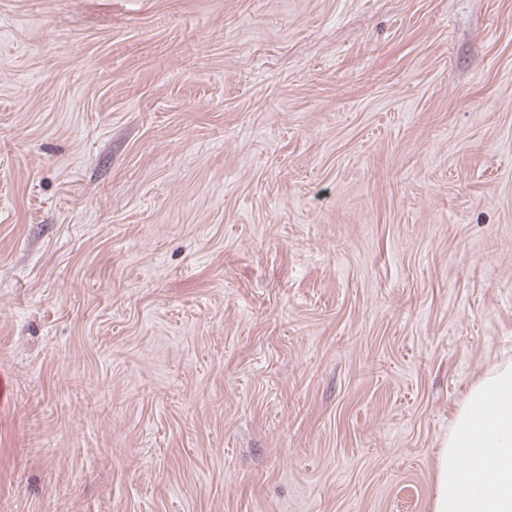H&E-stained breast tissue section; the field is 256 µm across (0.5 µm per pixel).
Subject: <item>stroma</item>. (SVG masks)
Instances as JSON below:
<instances>
[{"mask_svg": "<svg viewBox=\"0 0 512 512\" xmlns=\"http://www.w3.org/2000/svg\"><path fill=\"white\" fill-rule=\"evenodd\" d=\"M512 361V0H0V512H431Z\"/></svg>", "mask_w": 512, "mask_h": 512, "instance_id": "1", "label": "stroma"}]
</instances>
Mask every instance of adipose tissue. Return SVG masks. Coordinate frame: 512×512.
Returning <instances> with one entry per match:
<instances>
[{
  "mask_svg": "<svg viewBox=\"0 0 512 512\" xmlns=\"http://www.w3.org/2000/svg\"><path fill=\"white\" fill-rule=\"evenodd\" d=\"M510 396L493 419L477 426L476 418L489 401ZM473 461L492 474L490 486L461 501L459 473L464 461ZM432 512H512V363L489 369L457 409L448 439L437 452Z\"/></svg>",
  "mask_w": 512,
  "mask_h": 512,
  "instance_id": "ef3b65f1",
  "label": "adipose tissue"
}]
</instances>
